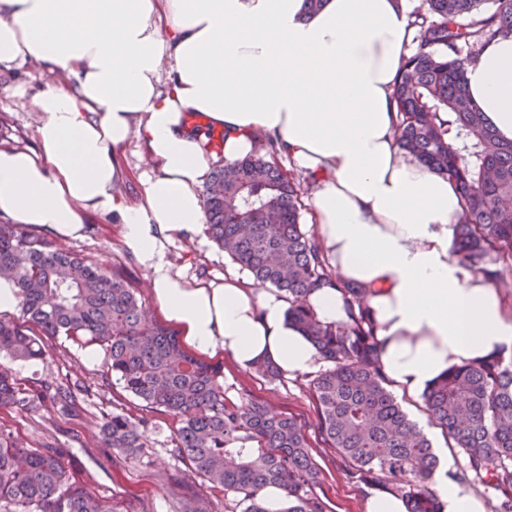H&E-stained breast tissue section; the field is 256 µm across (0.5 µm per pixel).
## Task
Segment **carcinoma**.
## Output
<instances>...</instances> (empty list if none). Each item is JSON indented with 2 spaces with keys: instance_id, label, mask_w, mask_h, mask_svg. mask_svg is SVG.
<instances>
[{
  "instance_id": "cac0c4a2",
  "label": "carcinoma",
  "mask_w": 512,
  "mask_h": 512,
  "mask_svg": "<svg viewBox=\"0 0 512 512\" xmlns=\"http://www.w3.org/2000/svg\"><path fill=\"white\" fill-rule=\"evenodd\" d=\"M420 42L402 57L393 100L401 147L458 183L465 211L454 225V253L474 274L505 288L495 267L512 264V142L501 141L470 102L465 63L499 37L512 36V0H425L414 12ZM473 50L460 55L458 43ZM249 154L214 170L203 190L206 230L254 282L285 293L288 317L326 367L310 379L314 424L265 404L224 396L220 368L187 353L153 320L124 275L59 250L45 236L0 222V272L18 288L22 325L0 319V353L43 357L40 335L65 336L105 351L108 371L146 406L180 422L174 451L208 483L224 488L228 512H267L259 491L285 488L288 512H327L308 432L336 449L351 478L404 500L407 512H442L428 481L439 458L403 409L378 363V339L362 289L338 279L318 239L305 231L301 188L266 156ZM342 292L347 320L321 322L307 302L318 288ZM424 411L464 454L451 477L506 494L495 512H512V360L448 369L422 394ZM28 403L0 371V409ZM147 421L103 417L106 444L144 447ZM0 512H118L108 498L70 479L60 453L0 430Z\"/></svg>"
}]
</instances>
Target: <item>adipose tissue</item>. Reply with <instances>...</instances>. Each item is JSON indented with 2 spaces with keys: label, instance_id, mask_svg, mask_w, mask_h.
Returning a JSON list of instances; mask_svg holds the SVG:
<instances>
[{
  "label": "adipose tissue",
  "instance_id": "ef3b65f1",
  "mask_svg": "<svg viewBox=\"0 0 512 512\" xmlns=\"http://www.w3.org/2000/svg\"><path fill=\"white\" fill-rule=\"evenodd\" d=\"M413 36L408 0H0V67L34 62L64 83L31 94L37 149L0 148V215L81 238L112 217L153 296L192 350L243 368L272 361L298 376L323 360L288 317L287 296L226 276L191 280L168 260L205 222L212 161L273 139L310 175L308 221L345 281L368 291L379 363L419 396L454 365L512 356V315L490 280L451 255L464 209L457 183L411 158L395 136L392 92ZM472 104L512 141V37L465 67ZM223 131L220 151L191 127ZM137 140L148 167L128 204L118 157ZM443 512H486L446 472Z\"/></svg>",
  "mask_w": 512,
  "mask_h": 512
}]
</instances>
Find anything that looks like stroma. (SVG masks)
I'll use <instances>...</instances> for the list:
<instances>
[{
	"instance_id": "35a3bbf8",
	"label": "stroma",
	"mask_w": 512,
	"mask_h": 512,
	"mask_svg": "<svg viewBox=\"0 0 512 512\" xmlns=\"http://www.w3.org/2000/svg\"><path fill=\"white\" fill-rule=\"evenodd\" d=\"M50 80L35 63L19 70L0 69V147H36L38 120L28 99L20 97L17 89L23 86L34 91ZM62 248L103 262L130 278L151 317L164 321L147 272L124 248L121 227L112 218L90 214L84 237L65 242ZM170 259L175 270L190 279L217 281L240 271L208 238L176 240ZM43 342V358L10 361L0 355V367L8 368L21 395L69 387L77 397V407L67 412L52 399H41L24 409L0 411V429L34 446L61 449L68 471L100 496L112 499L119 512H187L198 504L204 505L206 512H225L223 489L192 474L187 460L174 453L177 419L146 407L125 391L108 374L105 353H98L91 361L84 346L65 337L47 336ZM217 362L223 368L224 394L229 399L251 397L299 421L316 420L308 376L284 375L272 380L241 368L228 355L218 357ZM112 413H130L148 420L143 449L129 455L103 444L99 424L104 415ZM309 442L320 470L317 491L328 512H367L369 488L350 480L335 449L327 447L317 434H310Z\"/></svg>"
}]
</instances>
